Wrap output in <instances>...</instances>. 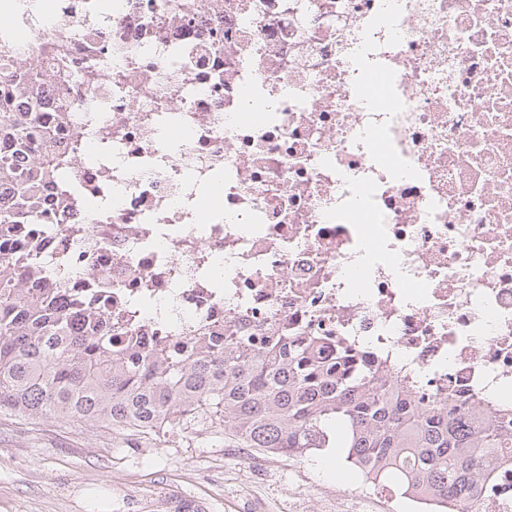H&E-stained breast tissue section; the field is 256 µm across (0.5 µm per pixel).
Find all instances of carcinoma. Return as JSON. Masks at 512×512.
I'll return each instance as SVG.
<instances>
[{
    "label": "carcinoma",
    "instance_id": "1",
    "mask_svg": "<svg viewBox=\"0 0 512 512\" xmlns=\"http://www.w3.org/2000/svg\"><path fill=\"white\" fill-rule=\"evenodd\" d=\"M0 78V413L66 419L152 440L196 426L224 428L234 448L309 457L343 448L346 466L426 512H459L480 482L512 465V410L463 423L449 397L421 409L414 386L381 361L336 342L269 336L256 347L239 336L140 351L93 323L75 327V310L50 291L14 286L28 258L18 225L38 220L41 183L64 164L53 157L22 166L17 154L40 132L33 82Z\"/></svg>",
    "mask_w": 512,
    "mask_h": 512
}]
</instances>
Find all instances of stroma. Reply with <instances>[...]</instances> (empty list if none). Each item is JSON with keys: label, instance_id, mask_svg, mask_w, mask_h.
I'll list each match as a JSON object with an SVG mask.
<instances>
[{"label": "stroma", "instance_id": "stroma-1", "mask_svg": "<svg viewBox=\"0 0 512 512\" xmlns=\"http://www.w3.org/2000/svg\"><path fill=\"white\" fill-rule=\"evenodd\" d=\"M341 478L328 476V467ZM305 490L306 512H412L403 500L347 471L340 454L309 458L228 448L219 429L157 445L91 424L0 413V512H175L171 496L201 512H289Z\"/></svg>", "mask_w": 512, "mask_h": 512}]
</instances>
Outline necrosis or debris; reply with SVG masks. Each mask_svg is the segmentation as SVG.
Here are the masks:
<instances>
[{"instance_id":"necrosis-or-debris-1","label":"necrosis or debris","mask_w":512,"mask_h":512,"mask_svg":"<svg viewBox=\"0 0 512 512\" xmlns=\"http://www.w3.org/2000/svg\"><path fill=\"white\" fill-rule=\"evenodd\" d=\"M31 71L30 158L66 166L20 287L148 349L319 336L462 419L512 403V0H13ZM464 512H512V468Z\"/></svg>"}]
</instances>
